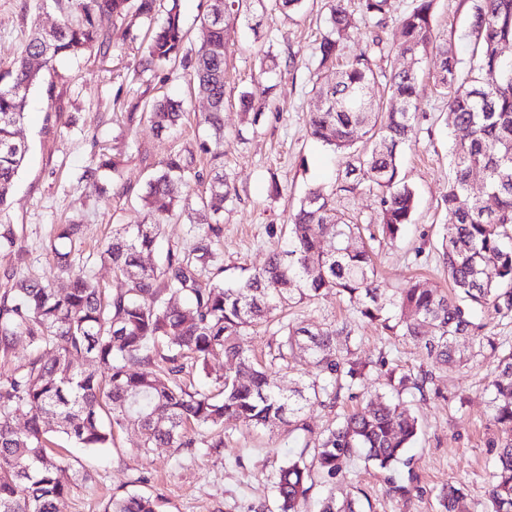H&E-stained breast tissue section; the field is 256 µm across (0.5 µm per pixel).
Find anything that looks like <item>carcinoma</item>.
I'll return each mask as SVG.
<instances>
[{
    "label": "carcinoma",
    "instance_id": "obj_1",
    "mask_svg": "<svg viewBox=\"0 0 512 512\" xmlns=\"http://www.w3.org/2000/svg\"><path fill=\"white\" fill-rule=\"evenodd\" d=\"M434 0H415L400 18L392 49L422 63L434 59L435 85L448 99V117L467 131L450 156L451 179L444 204L453 217L443 234V259L452 291L442 293L422 281L387 295L376 287L369 249L353 244L359 228L344 222L331 195L311 188L290 214L287 248L267 263L228 285L219 275L211 245L219 237L224 204L235 187L224 176V79L229 36L237 17L236 0H210L202 24L207 38L196 50L184 48L186 31L178 0H171L160 24L151 31L147 55L137 71L170 68L186 71L189 82L207 102L203 122L211 142L199 151L211 155L208 174L196 170L192 151L159 161L141 196L149 222L122 224L100 258L112 265L126 287L108 291L88 275L74 272L76 256L54 248V260L69 285L56 289L48 281L22 279L0 297V352L24 340L41 352L0 380V512H62L72 485L62 472L72 463L51 450L57 435L81 448H108L114 432L137 425V452L155 448L224 446V425L255 428L283 424L308 433L303 456L279 468L275 481L276 512H306L308 494L318 480L346 478L355 457L386 473L389 490L405 497L409 482L397 474L410 467L406 457L418 436V420L406 396L424 393L433 374L400 371L379 360L395 396L375 394L361 411L317 432L304 418L314 405L333 409L343 389L363 387L369 370L354 358L351 330L326 325L292 324L280 318L304 301L328 292L347 300L361 317L411 340L427 357L454 369L461 364L457 340L464 336L483 349L501 347L489 330L491 321L512 318V59L502 54L512 44V0H472V47L458 56L435 32ZM154 19L158 0H42V9L58 12L50 26L35 24L25 53L0 71V246L14 244L11 225L3 221L15 177L28 152L18 136L30 89L40 69L63 57H77L97 46L115 18L128 14ZM391 0H359L362 17L373 21L365 50L336 71V81L315 89L308 115L309 135L346 159L345 180L338 191L361 187L379 193L380 230L394 241L411 223L415 192L400 174L399 147L409 141L417 120L418 73L392 68L386 78L398 109L379 108L366 97L377 78L373 55L384 51L381 33L391 18ZM353 17L344 0H330L327 29L315 42L318 68L336 65L344 34ZM268 87L261 84L240 97L248 114L265 106ZM158 130L176 126L184 102L168 97L144 105ZM372 143L355 153L356 139ZM484 174L482 193L469 177ZM194 177L208 178L200 209L214 222L198 228L195 246L170 248L160 266L146 265L163 223L175 211L194 221L189 197L181 188ZM278 319V358L297 349L308 352L315 372L284 389L269 368L256 363L242 338L263 323ZM224 355V374L212 376L209 356ZM91 366L79 368L76 362ZM212 380L201 388L183 380L186 366ZM487 386L498 436L492 470L485 485L486 512H512V348L503 354ZM24 419L23 426L16 420ZM466 488L450 481L441 495L444 512H466ZM358 496L330 495L319 512H361ZM105 512H159L158 499L143 495L112 498Z\"/></svg>",
    "mask_w": 512,
    "mask_h": 512
}]
</instances>
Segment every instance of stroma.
<instances>
[{"label": "stroma", "mask_w": 512, "mask_h": 512, "mask_svg": "<svg viewBox=\"0 0 512 512\" xmlns=\"http://www.w3.org/2000/svg\"><path fill=\"white\" fill-rule=\"evenodd\" d=\"M470 7V0L434 3L436 32L460 52L470 40ZM328 15V0H304L303 9L289 16L262 8L259 0H245L239 10L224 86V173L237 196L225 205L223 233L213 246L225 280L262 267L282 250L289 212L305 192L332 189L344 177L343 156L306 132L315 86L336 79L335 71L317 69L312 56ZM39 20L48 23L52 17L38 12L36 0H0V69L21 55ZM147 26L131 15L113 20L104 50L42 70L20 129L29 152L7 211L15 243L0 248V294L26 278L65 286L53 267L50 242L54 226L69 223L82 227L75 248L80 269L101 287H121L111 266L101 262V251L118 225L143 223L141 197L158 161L175 151L197 150L207 139L209 132L199 122L206 102L186 79L169 80L161 71L135 74V63L146 53ZM420 80L416 137L400 153L401 175L416 193L417 208L399 239L372 243L378 283L392 292L417 277L441 291L448 287L442 238L450 217L442 198L451 174L450 148L462 133L449 124L446 101L428 71H421ZM258 82L269 88L267 105L252 118L242 114L239 97ZM159 94L188 101V117L161 133L146 122L127 124L128 105ZM105 156L118 160L117 170L99 167ZM336 206L348 222L377 232L375 193L341 194ZM294 317L306 324L350 322L359 361L383 360L403 369L420 365L434 375L426 396L410 400L421 424L408 452L414 477L410 495L391 494L384 474L358 460L348 480L331 489L315 485L311 500L329 492L342 498L358 488L370 512H442L439 494L454 480L468 490L467 512H486L483 486L497 433L485 387L497 352L483 349L450 371L435 367L413 343L385 334L333 294L300 305ZM276 328L273 322L258 328L244 345L259 361L275 364L276 380L285 387L311 364L300 352L293 369H286L276 357ZM305 441L303 431L279 424L265 429L229 425L223 447L158 448L143 457L136 452L138 433L130 427L116 434L112 447L73 449L90 478L78 480L73 471L65 472L75 487L64 512H104L112 497L130 493L160 497V512H253L261 504L271 510L276 474L288 458L299 455Z\"/></svg>", "instance_id": "1"}]
</instances>
